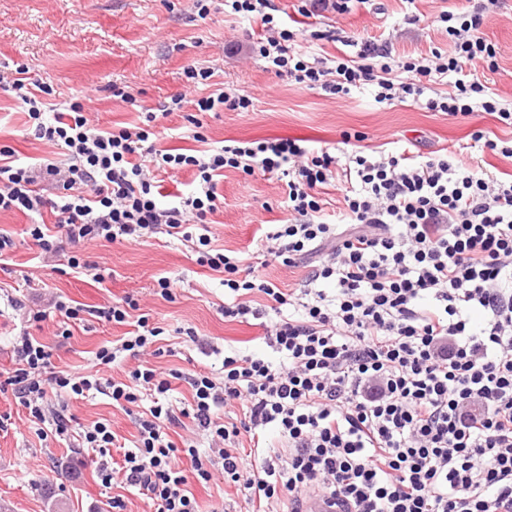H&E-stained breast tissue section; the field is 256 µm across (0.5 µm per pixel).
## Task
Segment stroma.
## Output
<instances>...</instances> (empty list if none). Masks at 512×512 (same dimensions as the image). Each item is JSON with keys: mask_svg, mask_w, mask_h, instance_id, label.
<instances>
[{"mask_svg": "<svg viewBox=\"0 0 512 512\" xmlns=\"http://www.w3.org/2000/svg\"><path fill=\"white\" fill-rule=\"evenodd\" d=\"M474 3L357 0L350 12H331L317 20L319 28L335 27L339 41H304L300 48L309 56L330 59L356 54L365 42L388 39L395 60L427 57L432 49L449 48L438 21L440 12H468ZM208 8L207 17L201 18L190 14L187 0H0V147H10L22 158L51 155L50 146L25 133L21 98L37 84L52 87L49 103L90 104L99 124L112 129L138 123L140 107L156 108L168 96L185 93L188 106L157 128L159 146L182 153L196 146L185 119L193 111L192 100L218 88L247 96L251 105L244 112L203 114L202 132L212 142L302 139L307 147L333 154L348 133L353 151L375 155L395 142L426 155L469 141L477 130L491 140L512 138V127L494 115L478 111L450 118L429 111L421 99L380 103L371 84L346 95L324 96L266 69L251 51L256 24L234 14L224 0H209ZM409 12L417 15L416 24H406ZM481 33L496 49L497 67L485 71V81L503 104H512V0H503L485 18ZM189 65L212 70L209 83L188 86L183 69ZM115 82L132 87L134 102L113 97L110 86ZM218 191L224 202L212 215L210 230L221 248L253 249L261 225L281 224L288 218L284 190L276 179L228 169ZM31 222V216L20 212L0 213V229L16 242L10 270H0V370L11 368V343L27 327L22 313L7 302L14 294L34 309L47 308L56 294L87 306L134 296L167 331L190 327L200 340L199 345L183 347L180 355L156 358V365L165 369H184L191 363L220 367L224 348L274 358L261 326L225 320L220 311L224 288L211 270L197 264L189 247L157 240L86 242L81 253L105 269L104 281L97 283L64 274L66 254L41 258L26 233ZM28 274L43 279L45 288L25 287ZM161 276L175 282L167 300L153 292ZM52 329L49 321L30 328L33 336L52 346L56 365L73 370L88 367L100 346L126 332L117 324L90 331L77 326L60 346ZM71 411L81 425L106 419L118 435L134 432L130 416L105 396L73 401ZM4 412L12 415L8 430L0 431V504L8 512H48L40 492L47 482L72 512H111L108 502L114 491L101 485L89 458L55 440H40L11 396L0 394V414ZM193 492L201 512L247 510L243 494L226 486L222 476H215L208 486H194Z\"/></svg>", "mask_w": 512, "mask_h": 512, "instance_id": "1", "label": "stroma"}]
</instances>
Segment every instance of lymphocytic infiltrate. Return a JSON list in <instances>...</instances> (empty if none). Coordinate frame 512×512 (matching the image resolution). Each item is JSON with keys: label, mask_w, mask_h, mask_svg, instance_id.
Here are the masks:
<instances>
[{"label": "lymphocytic infiltrate", "mask_w": 512, "mask_h": 512, "mask_svg": "<svg viewBox=\"0 0 512 512\" xmlns=\"http://www.w3.org/2000/svg\"><path fill=\"white\" fill-rule=\"evenodd\" d=\"M234 13L260 21L253 50L268 69L320 88L326 96L373 84L378 101L422 95L425 80L455 74L454 91L426 107L450 117L496 114L512 126V109L483 83L496 51L481 35L498 0L473 12L441 11L450 52L427 62L390 63V41L366 42L333 65L308 61L296 40L330 31L292 30L278 22L273 0H230ZM28 131L61 150L62 159L27 162L0 149V213L52 214L54 225L27 232L42 253L84 241L143 243L165 235L190 244L200 266L221 273L233 300L230 321L259 320L278 361L225 352L223 380L207 368L161 370L164 327L125 297L87 307L54 297L56 338L87 319L128 326L103 345L86 371L60 367L52 349L28 331L12 342L15 367L0 392L22 407L38 437L85 451L103 486L137 488L155 512H199L193 484L221 470L257 512L274 501L310 495L340 498L346 512H512V180L473 166L474 144L512 158V144L472 133L470 142L428 156L389 152L340 159L292 140L206 145L200 113L245 110L246 97L216 90L187 102L171 95L141 111L138 126L99 127L86 105L44 108L39 92L23 96ZM192 104L187 122L204 143L200 154L157 148L161 118ZM190 168L196 186L160 201V177ZM262 172L284 181L289 217L266 229L254 251L229 255L207 232L221 203L225 170ZM343 194L335 223L323 220L328 187ZM310 271L285 290L257 274L263 258ZM258 304H247L249 295ZM481 313V324L471 322ZM135 358L126 379L105 367ZM191 397L174 401L173 381ZM99 393L124 407L150 398L136 414L132 440L110 423L74 430L69 403ZM193 424L219 460L173 433ZM278 447L277 455L245 461L247 451ZM122 449L115 461L113 449Z\"/></svg>", "instance_id": "obj_1"}]
</instances>
